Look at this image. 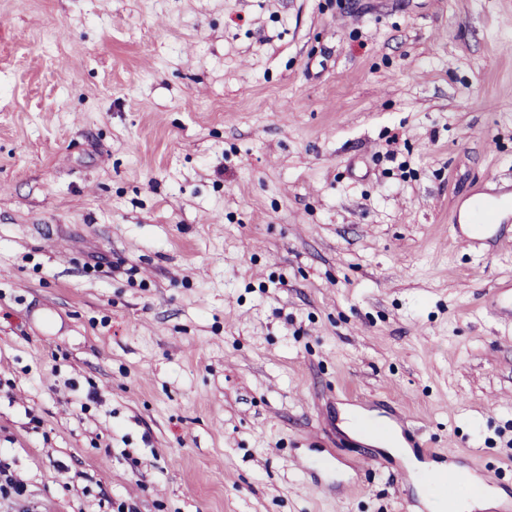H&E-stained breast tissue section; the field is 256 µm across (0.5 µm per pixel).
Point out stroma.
<instances>
[{"mask_svg":"<svg viewBox=\"0 0 512 512\" xmlns=\"http://www.w3.org/2000/svg\"><path fill=\"white\" fill-rule=\"evenodd\" d=\"M507 193L512 0H0V512H512ZM344 426L359 440H365L369 443L380 445V448L387 453L394 456H402L406 459V462L411 465L412 468L421 471L423 467H426V463L419 462L412 454L410 448H405L406 442L402 437L400 431L395 430L391 424L383 418H374L381 424L385 425L391 430L390 434L384 436H371L364 432L360 426V422L363 420H369L368 414L359 409H351L344 416ZM461 474L453 469L425 470L419 478L424 488L429 492H436L439 486L451 487L460 479ZM464 481L472 487V492L466 496H448V501L436 500V507L439 509L448 508L449 511H471L495 508L502 499L501 491L487 489L484 481L473 475H466Z\"/></svg>","mask_w":512,"mask_h":512,"instance_id":"1","label":"stroma"}]
</instances>
